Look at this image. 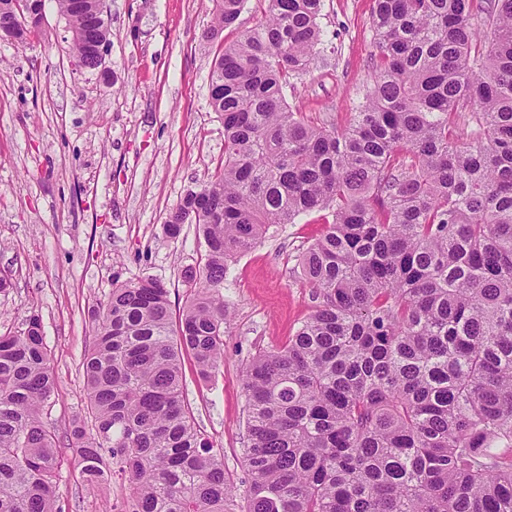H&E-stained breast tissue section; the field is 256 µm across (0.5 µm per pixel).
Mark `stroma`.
<instances>
[{"instance_id": "1", "label": "stroma", "mask_w": 512, "mask_h": 512, "mask_svg": "<svg viewBox=\"0 0 512 512\" xmlns=\"http://www.w3.org/2000/svg\"><path fill=\"white\" fill-rule=\"evenodd\" d=\"M43 3L45 23L26 43L0 37V272L11 281L0 293V333L39 315L57 379L44 419L65 459L59 493L72 512H107L119 483L83 482L69 446L74 422L87 417L90 313L114 287L149 277L181 314L184 276L204 264V240L193 224L169 237L165 222L224 162L209 76L221 46L251 30L262 7L246 0L235 25L210 41L216 0H106L109 52L88 71L76 63L57 0ZM372 9L373 0H324L323 42L286 91L309 120L349 124L371 82ZM331 221L326 211L300 215L231 261L224 364L203 379L184 362L195 425L223 447L235 484L246 479L243 370L310 315L298 258Z\"/></svg>"}]
</instances>
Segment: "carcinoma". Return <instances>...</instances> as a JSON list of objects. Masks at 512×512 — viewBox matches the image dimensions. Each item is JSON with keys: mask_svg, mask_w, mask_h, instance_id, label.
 <instances>
[{"mask_svg": "<svg viewBox=\"0 0 512 512\" xmlns=\"http://www.w3.org/2000/svg\"><path fill=\"white\" fill-rule=\"evenodd\" d=\"M23 2L39 5L0 0L1 35L25 39ZM245 2L217 0L210 38ZM263 2L210 74L224 165L170 214L206 246L178 323L158 280L91 313L80 473L124 477L131 512H232L182 359L204 379L224 364L228 262L329 210L299 262L312 313L245 370L244 512H512L498 453L512 449V0H374L372 83L343 129L285 96L321 41L323 0ZM73 52L97 68L83 41ZM55 389L39 316L0 334V512H66L43 419Z\"/></svg>", "mask_w": 512, "mask_h": 512, "instance_id": "1", "label": "carcinoma"}]
</instances>
